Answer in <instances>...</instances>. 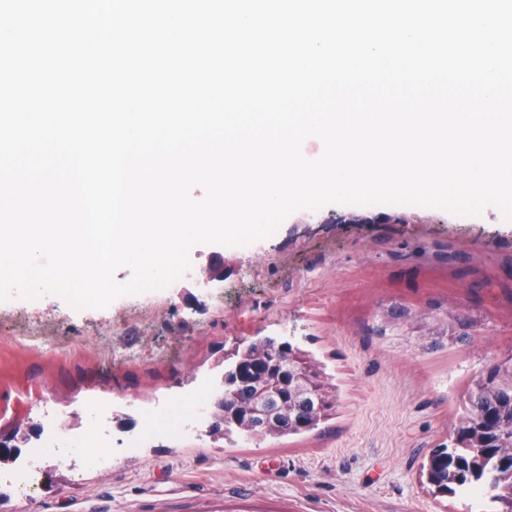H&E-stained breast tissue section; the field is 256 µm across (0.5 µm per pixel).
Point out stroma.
Returning <instances> with one entry per match:
<instances>
[{"instance_id": "stroma-1", "label": "stroma", "mask_w": 512, "mask_h": 512, "mask_svg": "<svg viewBox=\"0 0 512 512\" xmlns=\"http://www.w3.org/2000/svg\"><path fill=\"white\" fill-rule=\"evenodd\" d=\"M218 258L227 274L207 282ZM190 260L188 275L104 309L0 301V432L53 409L77 423L91 403L115 434L136 432L140 412L216 380L234 340L264 336L327 364L335 416L231 447L201 423L160 431L104 469L59 458L36 497L0 493V512H469L431 495L420 464L484 363L512 355V221L499 208L329 204L249 249L197 245ZM397 306L411 318L390 319ZM452 315L481 319L472 342L429 348V328Z\"/></svg>"}]
</instances>
